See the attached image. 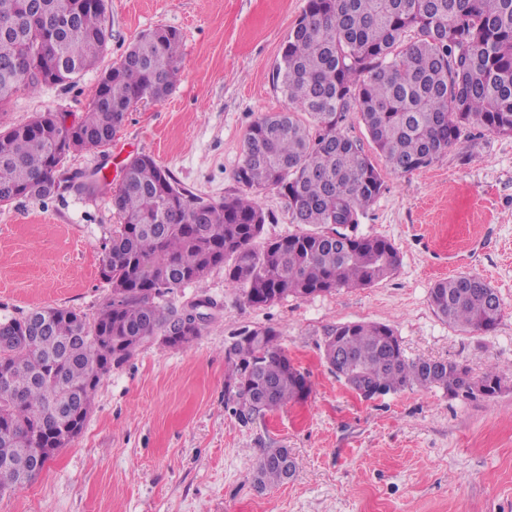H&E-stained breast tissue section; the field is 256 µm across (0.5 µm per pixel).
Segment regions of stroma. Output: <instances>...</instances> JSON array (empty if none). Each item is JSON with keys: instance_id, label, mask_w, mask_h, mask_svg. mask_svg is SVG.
Returning <instances> with one entry per match:
<instances>
[{"instance_id": "obj_1", "label": "stroma", "mask_w": 512, "mask_h": 512, "mask_svg": "<svg viewBox=\"0 0 512 512\" xmlns=\"http://www.w3.org/2000/svg\"><path fill=\"white\" fill-rule=\"evenodd\" d=\"M307 0H106V49L72 84L20 90L0 130L41 112L69 120L88 110L104 73L156 27L182 38L179 81L166 100L126 115L112 142L67 155L69 171L119 183L131 156L147 154L180 186L219 202L241 194L235 173L251 125L286 109L276 66ZM384 188L357 234L380 236L399 268L368 288L288 297L252 307L223 267L167 295L183 310L209 299L208 319L179 348L141 347L106 375L82 433L0 512H512V136L468 129L425 168L383 170ZM262 238L302 232L276 189L257 198ZM122 219L109 196L75 191L0 204V318L39 307L94 316L110 289L98 270ZM483 278L502 303L488 333L452 327L433 311L435 282ZM390 326L407 357L457 361L480 377L496 367L494 397L413 388L365 400L323 359L326 332L342 323ZM274 328L310 393L241 423L228 390L235 337ZM271 448L296 457L287 483L257 491V461Z\"/></svg>"}]
</instances>
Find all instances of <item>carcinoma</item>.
<instances>
[{
    "label": "carcinoma",
    "mask_w": 512,
    "mask_h": 512,
    "mask_svg": "<svg viewBox=\"0 0 512 512\" xmlns=\"http://www.w3.org/2000/svg\"><path fill=\"white\" fill-rule=\"evenodd\" d=\"M105 0H0V109L19 89L71 83L104 53ZM181 35H141L95 88L73 122L45 112L0 132V203L62 190L63 150L108 145L127 112L160 102L179 73ZM288 108L250 128L236 180L241 195L208 201L182 188L148 155L133 158L117 187L74 172L69 189L111 194L122 224L104 246L99 274L111 288L93 319L66 307L0 319V495L23 490L37 456L66 447L84 428L101 378L146 343L181 348L202 326L169 336L178 318L163 298L224 266L250 306L292 295L366 288L400 265L379 236L346 229L381 194L384 180L360 143L341 132L355 112L386 166L406 174L429 166L469 126L512 135V0H307L276 69ZM277 189L294 224L320 227L258 243L266 214L253 195ZM472 275L440 280L434 312L473 333L494 330L501 301ZM324 359L337 377L396 394L414 387L457 395L501 389L496 368L475 379L456 361L410 359L394 330L340 324ZM237 416L248 423L311 389L272 328L241 336L229 350ZM268 450L255 470L262 487L286 481Z\"/></svg>",
    "instance_id": "cac0c4a2"
}]
</instances>
